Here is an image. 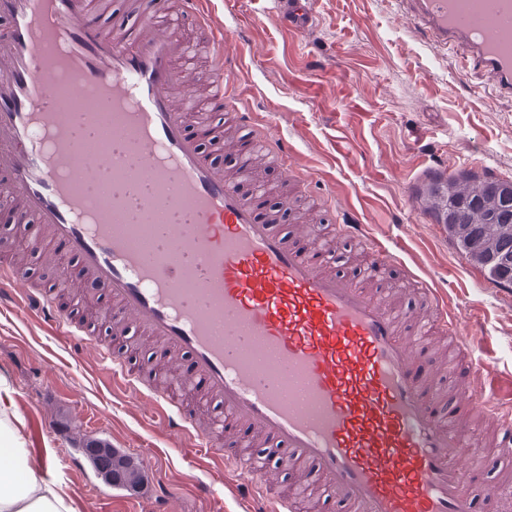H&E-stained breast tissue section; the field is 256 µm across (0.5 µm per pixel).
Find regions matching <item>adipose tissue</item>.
Wrapping results in <instances>:
<instances>
[{
  "label": "adipose tissue",
  "mask_w": 512,
  "mask_h": 512,
  "mask_svg": "<svg viewBox=\"0 0 512 512\" xmlns=\"http://www.w3.org/2000/svg\"><path fill=\"white\" fill-rule=\"evenodd\" d=\"M24 441L0 421V512H72L62 479L27 473Z\"/></svg>",
  "instance_id": "ef3b65f1"
}]
</instances>
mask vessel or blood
Segmentation results:
<instances>
[{
  "label": "vessel or blood",
  "mask_w": 512,
  "mask_h": 512,
  "mask_svg": "<svg viewBox=\"0 0 512 512\" xmlns=\"http://www.w3.org/2000/svg\"><path fill=\"white\" fill-rule=\"evenodd\" d=\"M408 22L431 41L465 48L462 68L483 71L512 100V0H402ZM204 0H129L103 21L97 0H0L11 20L0 38V196L17 226L36 223L46 262L72 261L73 278L115 331L145 337L136 357L102 331L71 319L53 285L33 286L24 265L0 260V306L35 317L95 351L128 395L193 448H220L224 425L245 426L260 453L228 452L235 492L253 512H300L295 485L271 494L289 464L326 485L349 512H474L469 484L481 452L468 414L512 443V375L467 339L466 308L426 281L416 286L437 315L455 359L417 341L413 311L330 270L313 226L257 215L242 173L211 160L187 131L195 100L225 132L245 131L286 179L294 151L232 104L237 62L230 34ZM298 28L310 0H278ZM193 24L211 48L212 78L197 91L180 35ZM464 370L446 396L435 371ZM204 390L215 415L184 405Z\"/></svg>",
  "instance_id": "vessel-or-blood-1"
}]
</instances>
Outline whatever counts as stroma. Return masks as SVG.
<instances>
[{"mask_svg":"<svg viewBox=\"0 0 512 512\" xmlns=\"http://www.w3.org/2000/svg\"><path fill=\"white\" fill-rule=\"evenodd\" d=\"M237 40L233 78L243 104L265 115L274 134L323 181L302 184L296 207L324 203L352 211L372 236L395 248L415 275L469 307L473 333L494 337L500 372L512 374V297L486 280L448 242L434 216L417 214L432 179L460 172L512 176V101L493 96L477 69L460 70V50H441L404 19L399 0H315L303 32L288 30L275 0H207ZM0 376L31 463L56 460L75 512H246L235 476H216L209 459L190 461L140 401L112 386L94 354L73 358L61 337L36 319L0 310ZM148 453L140 484L114 499L90 493L95 478L67 466L80 441ZM476 499L512 485V450L485 448ZM215 486L212 499L196 494Z\"/></svg>","mask_w":512,"mask_h":512,"instance_id":"stroma-1","label":"stroma"}]
</instances>
